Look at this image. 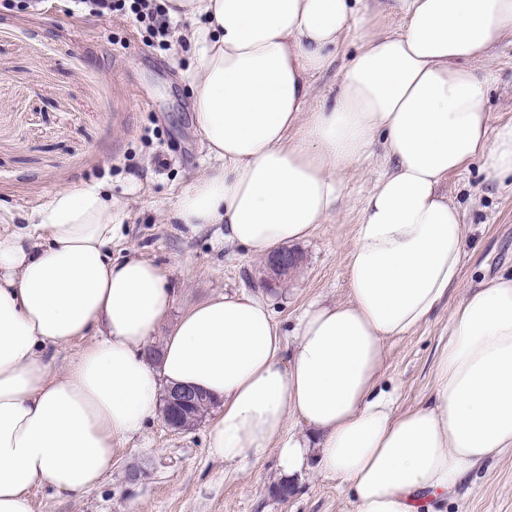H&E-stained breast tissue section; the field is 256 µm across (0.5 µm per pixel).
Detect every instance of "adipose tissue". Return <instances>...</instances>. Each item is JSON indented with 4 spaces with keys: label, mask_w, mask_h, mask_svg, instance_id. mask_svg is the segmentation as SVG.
Wrapping results in <instances>:
<instances>
[{
    "label": "adipose tissue",
    "mask_w": 512,
    "mask_h": 512,
    "mask_svg": "<svg viewBox=\"0 0 512 512\" xmlns=\"http://www.w3.org/2000/svg\"><path fill=\"white\" fill-rule=\"evenodd\" d=\"M169 3L205 20L190 89L207 163L177 219L223 225L225 244L266 257L310 237L338 206V171L381 150L346 256L349 298L309 304L290 333L267 297L244 291L171 319L160 267L112 257L111 195L56 192L32 224L0 231V512H32L36 486H96L114 446L178 385L221 405L212 458L273 453L285 480L317 467L348 483L356 512H444L469 470L512 451V270L458 301L414 409L397 410L382 382L385 343L460 279L468 227L442 191L448 176L483 157L512 178V124L492 128L490 79L470 67L512 34V0H395L402 26L372 31L368 0ZM356 27L368 34L333 101L312 104L310 76ZM88 335L56 370L58 350Z\"/></svg>",
    "instance_id": "ef3b65f1"
}]
</instances>
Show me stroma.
I'll return each mask as SVG.
<instances>
[{
  "label": "stroma",
  "instance_id": "obj_1",
  "mask_svg": "<svg viewBox=\"0 0 512 512\" xmlns=\"http://www.w3.org/2000/svg\"><path fill=\"white\" fill-rule=\"evenodd\" d=\"M69 8V0H44L35 11L0 0V230L23 228L58 191L99 184L124 213L113 258L136 254L156 263L174 292V313L215 293L265 289L263 260L225 246L222 225L194 230L173 219L180 192L205 166L185 79L196 64L194 20L171 19L166 49L132 18L73 15ZM360 37L350 32L332 68L312 76L314 101L338 87ZM471 68L491 77L485 107L492 126L512 123V38ZM378 171L374 156L340 171L336 211L309 238L292 243L300 264L267 289L285 330L312 301L347 298L346 254ZM447 190L470 226L464 265L429 319L387 345L383 380L397 389L403 411L433 389L456 303L468 288L512 269V182L495 179L478 157L449 176ZM216 414L209 409L181 433L155 414L140 435L116 448L112 471L96 488L77 497L35 488L34 512H355L341 478L310 469L283 497L276 493L275 455L245 467L213 459L207 432ZM132 469L139 473L134 481L127 478ZM447 512H512V453L471 470L449 495Z\"/></svg>",
  "mask_w": 512,
  "mask_h": 512
}]
</instances>
